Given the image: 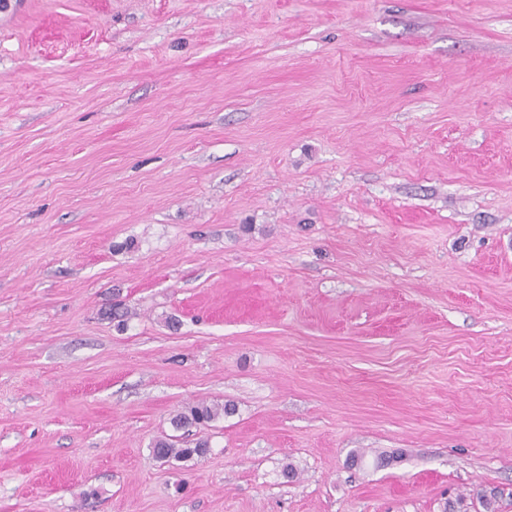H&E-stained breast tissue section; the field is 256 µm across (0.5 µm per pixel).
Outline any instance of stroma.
<instances>
[{
	"label": "stroma",
	"mask_w": 512,
	"mask_h": 512,
	"mask_svg": "<svg viewBox=\"0 0 512 512\" xmlns=\"http://www.w3.org/2000/svg\"><path fill=\"white\" fill-rule=\"evenodd\" d=\"M0 1V512H512V0ZM224 414L232 413L234 408L230 404H225L224 408L211 407L204 403L192 407L189 413H179L172 419V425L176 429L183 428L189 424L208 422L219 417L220 412ZM154 455L163 461L170 459L181 460L190 458L193 455L200 456L208 451L207 441H199L195 448H176L170 438L157 439L153 446Z\"/></svg>",
	"instance_id": "obj_1"
}]
</instances>
